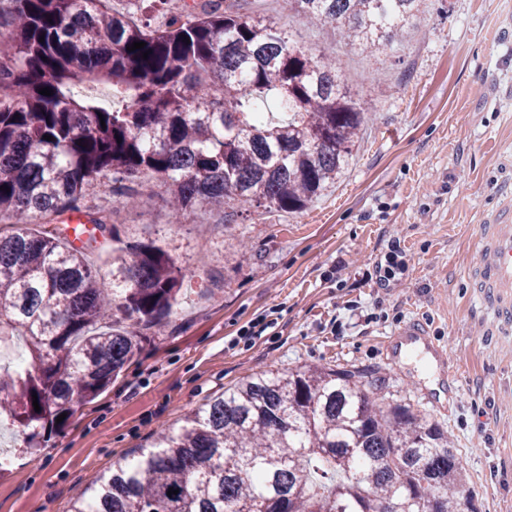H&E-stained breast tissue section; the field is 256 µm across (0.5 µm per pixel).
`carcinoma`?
<instances>
[{"label": "carcinoma", "mask_w": 512, "mask_h": 512, "mask_svg": "<svg viewBox=\"0 0 512 512\" xmlns=\"http://www.w3.org/2000/svg\"><path fill=\"white\" fill-rule=\"evenodd\" d=\"M99 2L0 0V346L21 339L27 362L0 365V412L32 454L138 358L192 278L165 247L122 239L89 192L129 205L154 176L173 224L204 204L300 212L340 177L365 119L329 60L242 0L164 19L145 0ZM426 7L288 0L370 54ZM92 85L112 103L82 93ZM76 214L92 225L78 248ZM382 385L326 367L253 375L100 474L70 512H477L448 432Z\"/></svg>", "instance_id": "carcinoma-1"}]
</instances>
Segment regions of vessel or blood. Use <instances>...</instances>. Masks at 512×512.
Listing matches in <instances>:
<instances>
[{
	"instance_id": "1",
	"label": "vessel or blood",
	"mask_w": 512,
	"mask_h": 512,
	"mask_svg": "<svg viewBox=\"0 0 512 512\" xmlns=\"http://www.w3.org/2000/svg\"><path fill=\"white\" fill-rule=\"evenodd\" d=\"M477 248L480 261L469 275V285L499 327L512 333V215L483 225ZM395 337L397 344L430 358L439 370L442 379L437 388L427 392V400L440 406L454 400L459 388L448 369L447 352L431 336L427 324L411 320L396 330Z\"/></svg>"
}]
</instances>
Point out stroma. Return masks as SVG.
<instances>
[{
	"label": "stroma",
	"mask_w": 512,
	"mask_h": 512,
	"mask_svg": "<svg viewBox=\"0 0 512 512\" xmlns=\"http://www.w3.org/2000/svg\"><path fill=\"white\" fill-rule=\"evenodd\" d=\"M294 43L332 59L367 112L344 174L299 213L261 206L231 224L203 206L182 223L159 182L112 207L121 236L166 246L194 279L169 324L64 431L29 454L0 423V512H68L91 479L246 378L306 366L383 377L390 400L428 410L422 361L392 360V332L425 320L448 352L459 394L430 410L451 435L479 512H512V335L467 286L475 235L512 207V0H427L418 28L369 55L329 25L256 0ZM406 259L382 286L391 247ZM370 323L352 324L353 310ZM261 335H248L258 320Z\"/></svg>",
	"instance_id": "35a3bbf8"
}]
</instances>
